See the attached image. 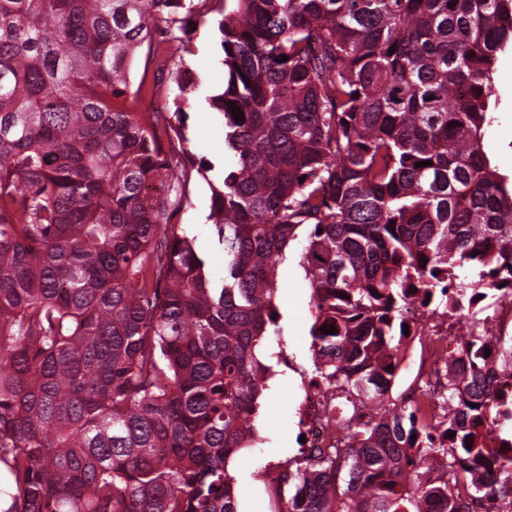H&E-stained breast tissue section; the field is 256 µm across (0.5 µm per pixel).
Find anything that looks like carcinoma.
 <instances>
[{
	"mask_svg": "<svg viewBox=\"0 0 512 512\" xmlns=\"http://www.w3.org/2000/svg\"><path fill=\"white\" fill-rule=\"evenodd\" d=\"M208 14L216 184L184 147L193 77L173 112L138 111L130 83L161 25L182 60L187 19ZM509 48L512 0H0L5 512H239L229 461L259 439L275 271L301 230L336 442L281 463L278 512H512L495 388L512 336L489 328L512 298V178L483 150ZM194 176L218 282L162 224ZM413 304L469 324L438 423L387 399Z\"/></svg>",
	"mask_w": 512,
	"mask_h": 512,
	"instance_id": "cac0c4a2",
	"label": "carcinoma"
}]
</instances>
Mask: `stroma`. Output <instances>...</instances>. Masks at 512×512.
<instances>
[{
  "instance_id": "obj_1",
  "label": "stroma",
  "mask_w": 512,
  "mask_h": 512,
  "mask_svg": "<svg viewBox=\"0 0 512 512\" xmlns=\"http://www.w3.org/2000/svg\"><path fill=\"white\" fill-rule=\"evenodd\" d=\"M191 55L184 59L160 61L139 54L130 79L132 83L147 81L156 88L155 96L165 109H172L184 69H192L204 80V89L211 90L224 83V68L219 61L216 29L212 19L197 22L190 34ZM498 106L494 121L485 130L484 150L492 166L512 175V51L499 54L494 65ZM185 133L196 157L224 165V135L219 114L202 107L189 109ZM211 190L196 178L187 186L181 207L168 214V223L177 225L193 239L197 251L208 257L215 273H222L224 262L214 249L210 212ZM306 244L297 238L279 264L275 303L279 309L278 334L269 336L262 359L271 365L272 375L266 381L264 404L257 417L259 442L256 448L235 456L229 470L235 476L241 495L239 512H275L278 500L290 497L294 489L288 484L273 486L264 474L277 470L281 461L298 454L304 433L302 402L314 376L311 337L313 318L309 306L310 289L305 272L299 264Z\"/></svg>"
}]
</instances>
